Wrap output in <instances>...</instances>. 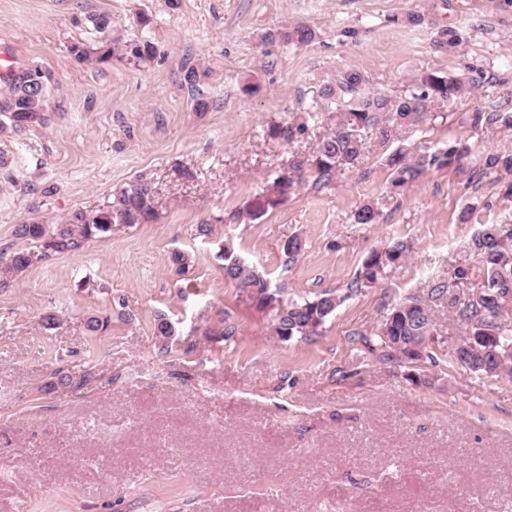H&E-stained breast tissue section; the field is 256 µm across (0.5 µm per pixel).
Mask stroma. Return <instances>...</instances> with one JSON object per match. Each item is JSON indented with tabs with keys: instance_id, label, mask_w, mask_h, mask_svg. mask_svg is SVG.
I'll list each match as a JSON object with an SVG mask.
<instances>
[{
	"instance_id": "35a3bbf8",
	"label": "stroma",
	"mask_w": 512,
	"mask_h": 512,
	"mask_svg": "<svg viewBox=\"0 0 512 512\" xmlns=\"http://www.w3.org/2000/svg\"><path fill=\"white\" fill-rule=\"evenodd\" d=\"M409 11L419 25L401 23ZM102 12L156 56L75 60L73 42L98 39L86 15ZM297 25L313 40L283 43ZM188 61L211 68L193 89ZM27 65L50 76L51 122L0 134L17 157L0 175V255L27 248L17 225L99 212L140 175L155 217L0 287V512H512V377L453 362L444 302L432 358L390 362L360 338L457 266L479 279L473 236L512 224L502 174L485 166L512 154V129L469 121L512 97V0H0V68ZM469 66L485 73L474 97L383 145L365 132L353 165L269 205L276 173L326 134L308 115L343 73L394 97L421 71ZM304 121L293 141L274 132ZM460 142V162L394 185V150ZM366 201L379 222L353 223ZM398 242L405 257L353 287L364 259ZM227 247L286 297L329 291L339 306L316 335L282 339L271 308L225 277ZM163 320L174 336H158Z\"/></svg>"
}]
</instances>
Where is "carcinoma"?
I'll list each match as a JSON object with an SVG mask.
<instances>
[{"mask_svg":"<svg viewBox=\"0 0 512 512\" xmlns=\"http://www.w3.org/2000/svg\"><path fill=\"white\" fill-rule=\"evenodd\" d=\"M96 33L102 35L93 46L77 41L70 45V54L78 61L95 64L112 60L127 65L139 66L157 53L156 47L147 41L123 42L112 39V18L107 14H90L86 17ZM282 40L305 44L313 40L314 33L304 25H298L280 33ZM36 71L40 67L32 68ZM28 67L8 69L0 76V132L22 131L30 128H44L50 117L46 112L48 76L39 75L41 82L31 84L26 80L30 75ZM208 76V69L198 64L183 66V80L193 88ZM483 77V71L474 66L467 67L461 75L429 70L416 75L403 94L360 95L364 77L357 71L343 74L339 84L325 90L323 98L331 100L343 94L357 96L356 102L348 109H336L329 118V131L308 155L299 156L273 181L277 196L292 193L310 175L318 182H328L336 171L354 163L365 149L364 132L376 129L380 142L389 140L390 128L397 125H415L437 108L455 100L470 97ZM475 128L502 124L512 128V112L494 106L489 110L477 107L470 117ZM467 147L454 145L444 152H418L409 155L397 150L387 158L394 184L401 186L420 178L425 170L434 165H451L461 161ZM154 188L152 183L139 177L129 188L113 197L109 209L98 213L74 212L67 220L48 231L38 222L20 224L16 236L35 244V248L13 253L6 261L0 260V282L6 283L13 276L29 267L34 261L51 254H62L79 249L83 242L92 238H103L112 232L110 224L118 218L124 224H143L154 215ZM380 212L374 202H367L352 214L355 224H376ZM470 251L483 270V287L512 290V224H484L472 238ZM405 247L397 243L385 253H371L362 263L355 278V285L374 284L382 276L386 262L399 260ZM224 275L237 281L264 307H274V329L278 336L289 340L295 336L307 337L318 333L337 307V298L324 291L312 298L282 301L280 294L285 289L270 290L262 274L231 249L224 248ZM451 284L437 280L430 287L434 300L448 297V308L453 320L460 327L457 340L451 349L456 363L466 369L471 366L463 362L467 356L472 361L480 360L486 349L484 339L494 340L497 350L508 354L504 361V374L512 376V314L500 317L485 305H474L458 295H448ZM434 314L417 294H409L387 308L386 314L370 335L362 336V342L371 351L380 352L388 361H403L409 346L417 345L421 337L438 330V324L430 323ZM473 370V369H471ZM475 374H486L483 368L473 370Z\"/></svg>","mask_w":512,"mask_h":512,"instance_id":"cac0c4a2","label":"carcinoma"}]
</instances>
